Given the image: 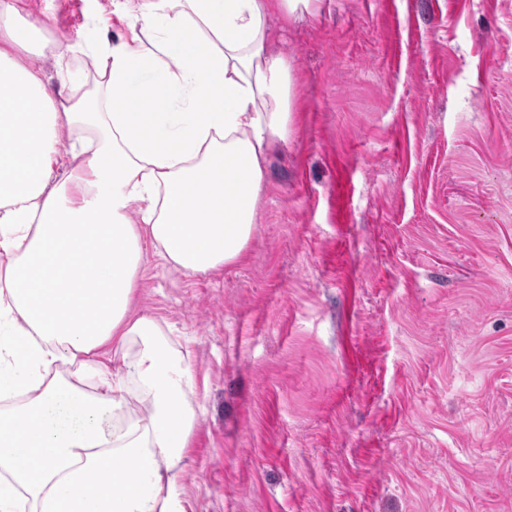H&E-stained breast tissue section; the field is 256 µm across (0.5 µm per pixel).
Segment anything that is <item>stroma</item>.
<instances>
[{"label":"stroma","mask_w":512,"mask_h":512,"mask_svg":"<svg viewBox=\"0 0 512 512\" xmlns=\"http://www.w3.org/2000/svg\"><path fill=\"white\" fill-rule=\"evenodd\" d=\"M125 0H22L27 63L128 32ZM99 15L104 26L90 28ZM299 108L249 259L143 246L201 406L193 512H512V0H319L269 20Z\"/></svg>","instance_id":"obj_1"}]
</instances>
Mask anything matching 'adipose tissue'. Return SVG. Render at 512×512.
I'll return each instance as SVG.
<instances>
[{"instance_id": "1", "label": "adipose tissue", "mask_w": 512, "mask_h": 512, "mask_svg": "<svg viewBox=\"0 0 512 512\" xmlns=\"http://www.w3.org/2000/svg\"><path fill=\"white\" fill-rule=\"evenodd\" d=\"M315 3L137 0L132 40L57 46L92 57L89 101L26 64L44 22L0 0V512H190L196 382L132 311L141 244L187 274L247 259L295 106L267 19Z\"/></svg>"}]
</instances>
